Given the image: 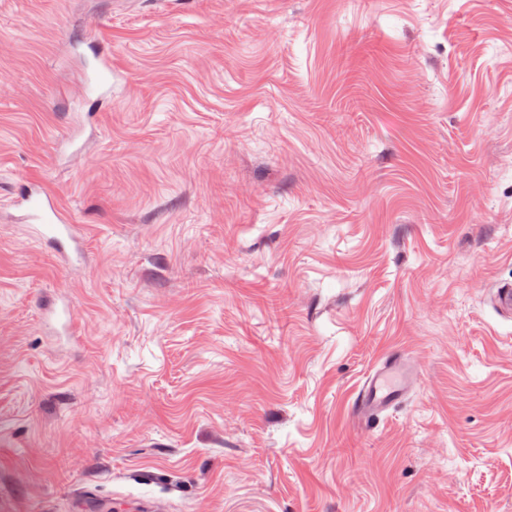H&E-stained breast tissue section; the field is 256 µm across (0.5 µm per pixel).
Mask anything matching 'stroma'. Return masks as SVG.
<instances>
[{
    "label": "stroma",
    "mask_w": 512,
    "mask_h": 512,
    "mask_svg": "<svg viewBox=\"0 0 512 512\" xmlns=\"http://www.w3.org/2000/svg\"><path fill=\"white\" fill-rule=\"evenodd\" d=\"M0 81V512H512V0H0ZM87 85L94 103L103 104L112 99V64L106 54L99 56V66L89 74ZM27 224L39 227L41 237L64 250L75 243V228L67 220L58 198L47 188L29 183L17 193ZM417 366L410 360H385L369 373L356 408L367 419L378 418L384 411L398 405L415 384Z\"/></svg>",
    "instance_id": "obj_1"
}]
</instances>
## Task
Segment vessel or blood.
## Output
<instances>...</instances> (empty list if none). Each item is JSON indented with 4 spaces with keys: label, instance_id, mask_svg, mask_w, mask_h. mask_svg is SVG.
Returning a JSON list of instances; mask_svg holds the SVG:
<instances>
[{
    "label": "vessel or blood",
    "instance_id": "b4317fda",
    "mask_svg": "<svg viewBox=\"0 0 512 512\" xmlns=\"http://www.w3.org/2000/svg\"><path fill=\"white\" fill-rule=\"evenodd\" d=\"M87 85L95 103L111 100L112 64L107 55H100L99 65L89 74ZM17 201L24 210L26 223L38 227L46 242L61 250L74 243L75 228L67 220L58 198L47 188L27 184L19 190ZM417 374L416 365L405 358L376 365L357 397L358 412L374 419L398 405L413 387Z\"/></svg>",
    "mask_w": 512,
    "mask_h": 512
}]
</instances>
